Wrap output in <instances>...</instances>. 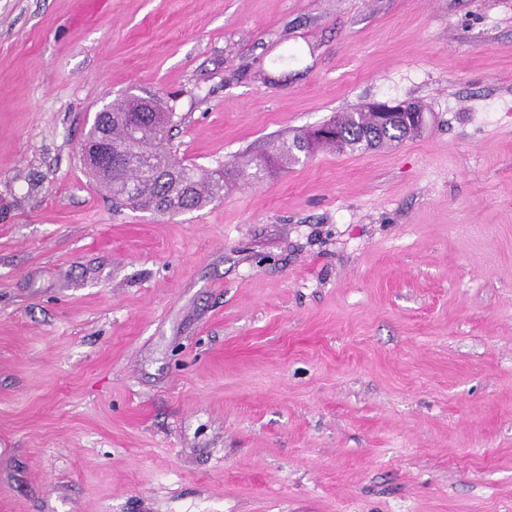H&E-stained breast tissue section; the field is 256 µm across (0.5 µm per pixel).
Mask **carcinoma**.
<instances>
[{"label":"carcinoma","mask_w":512,"mask_h":512,"mask_svg":"<svg viewBox=\"0 0 512 512\" xmlns=\"http://www.w3.org/2000/svg\"><path fill=\"white\" fill-rule=\"evenodd\" d=\"M175 117L174 106L164 107L156 100L151 111H144L136 96L98 117L112 143V177L106 180V187L114 200L144 211L162 204L167 213L175 214L200 209L220 196L224 166L205 170L188 165L166 147ZM331 123L338 128L339 137L324 144L341 153L363 152L406 137L403 129L395 127L373 132L365 112L342 113ZM310 148L306 134L278 143L275 151L280 160L290 164Z\"/></svg>","instance_id":"cac0c4a2"}]
</instances>
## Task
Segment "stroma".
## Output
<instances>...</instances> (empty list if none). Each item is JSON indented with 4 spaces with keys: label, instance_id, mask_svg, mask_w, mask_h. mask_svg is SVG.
<instances>
[{
    "label": "stroma",
    "instance_id": "1",
    "mask_svg": "<svg viewBox=\"0 0 512 512\" xmlns=\"http://www.w3.org/2000/svg\"><path fill=\"white\" fill-rule=\"evenodd\" d=\"M146 91L202 209L80 161ZM0 512H512V0H0ZM371 108L377 116L378 128L384 129L373 134L368 124L367 112H346L330 121L338 128V139L326 140L318 145H329L341 153L363 152L401 141L407 137L401 128H405L411 134L421 127V116L417 112H413L408 103L379 102L373 104ZM309 134L293 137L291 142L282 141L275 146L277 157L285 163L299 162V154L310 152L311 142Z\"/></svg>",
    "mask_w": 512,
    "mask_h": 512
}]
</instances>
